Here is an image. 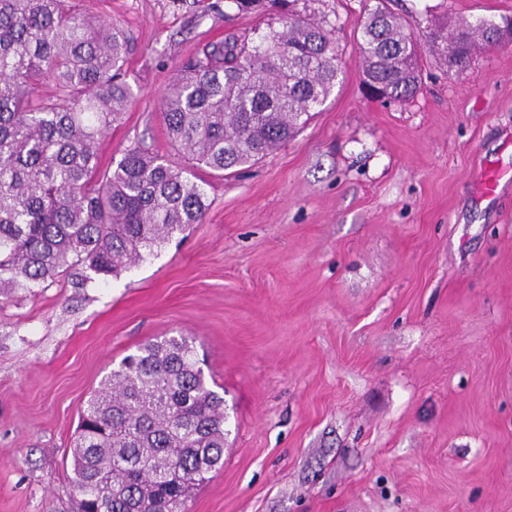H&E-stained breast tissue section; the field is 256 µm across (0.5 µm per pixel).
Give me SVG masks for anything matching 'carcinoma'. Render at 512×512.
I'll return each mask as SVG.
<instances>
[{"instance_id": "carcinoma-1", "label": "carcinoma", "mask_w": 512, "mask_h": 512, "mask_svg": "<svg viewBox=\"0 0 512 512\" xmlns=\"http://www.w3.org/2000/svg\"><path fill=\"white\" fill-rule=\"evenodd\" d=\"M298 0L267 6L280 26L228 37L177 69L160 101L177 165L139 144L104 171L99 141L133 100L126 33L69 0H0V301L78 270L104 282L200 223L209 204L192 169L222 176L292 138L336 84L331 31ZM427 42L466 63L489 30L434 22ZM366 87L389 99L420 89L421 45L375 0L361 23ZM49 85L52 92L40 93ZM224 456V397L206 382L190 336L162 337L125 357L80 409L71 484L79 512L183 506Z\"/></svg>"}]
</instances>
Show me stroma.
Instances as JSON below:
<instances>
[{
  "instance_id": "obj_1",
  "label": "stroma",
  "mask_w": 512,
  "mask_h": 512,
  "mask_svg": "<svg viewBox=\"0 0 512 512\" xmlns=\"http://www.w3.org/2000/svg\"><path fill=\"white\" fill-rule=\"evenodd\" d=\"M127 30L136 94L107 169L172 150L160 98L204 46L261 16L227 0H72ZM368 0H308L341 71L284 146L228 178L146 261L0 302V512H75L79 410L147 341L195 338L224 398V464L185 512H512V43L465 66L423 50L422 87L363 85ZM416 35L512 19V0H387Z\"/></svg>"
}]
</instances>
